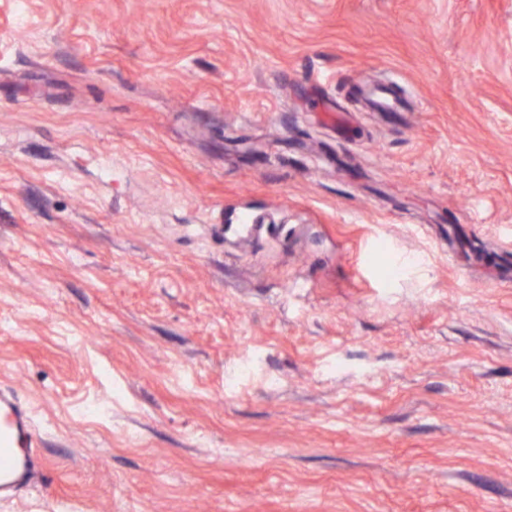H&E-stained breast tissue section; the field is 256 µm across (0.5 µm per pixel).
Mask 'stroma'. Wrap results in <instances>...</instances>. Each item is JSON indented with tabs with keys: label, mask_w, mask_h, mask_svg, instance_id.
<instances>
[{
	"label": "stroma",
	"mask_w": 512,
	"mask_h": 512,
	"mask_svg": "<svg viewBox=\"0 0 512 512\" xmlns=\"http://www.w3.org/2000/svg\"><path fill=\"white\" fill-rule=\"evenodd\" d=\"M0 389V512H512V0H0ZM29 409L11 391H0V501L9 502L36 486L46 460Z\"/></svg>",
	"instance_id": "stroma-1"
}]
</instances>
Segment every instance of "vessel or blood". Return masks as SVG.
<instances>
[{"instance_id": "obj_1", "label": "vessel or blood", "mask_w": 512, "mask_h": 512, "mask_svg": "<svg viewBox=\"0 0 512 512\" xmlns=\"http://www.w3.org/2000/svg\"><path fill=\"white\" fill-rule=\"evenodd\" d=\"M46 466L28 408L10 391H0V501L34 488Z\"/></svg>"}]
</instances>
